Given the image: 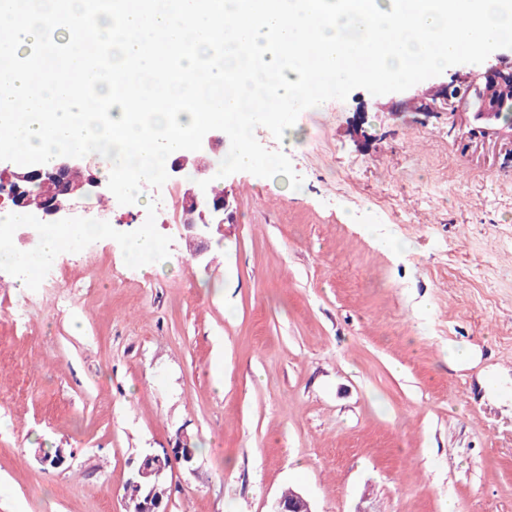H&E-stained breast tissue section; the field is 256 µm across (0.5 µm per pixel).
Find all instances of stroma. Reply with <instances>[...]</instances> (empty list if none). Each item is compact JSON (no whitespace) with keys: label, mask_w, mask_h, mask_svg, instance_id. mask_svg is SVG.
Returning <instances> with one entry per match:
<instances>
[{"label":"stroma","mask_w":512,"mask_h":512,"mask_svg":"<svg viewBox=\"0 0 512 512\" xmlns=\"http://www.w3.org/2000/svg\"><path fill=\"white\" fill-rule=\"evenodd\" d=\"M455 73L305 110L289 143L257 128L303 185L224 177L202 257L170 179L82 201L108 235L40 261L44 288L0 261V512H125L142 456L181 442L167 512L289 489L313 512H512V146L414 110Z\"/></svg>","instance_id":"stroma-1"}]
</instances>
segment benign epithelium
Listing matches in <instances>:
<instances>
[{
    "instance_id": "7a95c632",
    "label": "benign epithelium",
    "mask_w": 512,
    "mask_h": 512,
    "mask_svg": "<svg viewBox=\"0 0 512 512\" xmlns=\"http://www.w3.org/2000/svg\"><path fill=\"white\" fill-rule=\"evenodd\" d=\"M507 57L496 56L483 71L469 74L464 84L454 81L442 84L431 93V101L418 98L414 108L418 112L437 111V101L449 113L459 111L462 95L475 90L480 95L481 109L477 123L470 134L477 137H499L512 140V122L495 125L500 120L499 94L502 87L512 80V71L506 67ZM224 142L219 131L208 132L200 150L194 152V178L188 182L183 197L181 224L194 241V255L204 252L203 243L209 232L224 231V224L230 222L231 212L227 191L206 194L192 189L197 182L207 178L212 168L210 156ZM106 160L97 158L88 163L85 158L59 157L48 168L35 165L17 166L11 183L0 193V208L8 207L37 217L41 223L58 225L71 219L78 199L102 195L103 183L100 169ZM75 171L85 173L84 179H71ZM194 459L193 449L187 445L160 453H148L140 461L133 476L126 483V512H164L163 499L159 490L165 485L164 476L173 463L186 465ZM274 512H312L306 497L293 492L278 500Z\"/></svg>"
}]
</instances>
